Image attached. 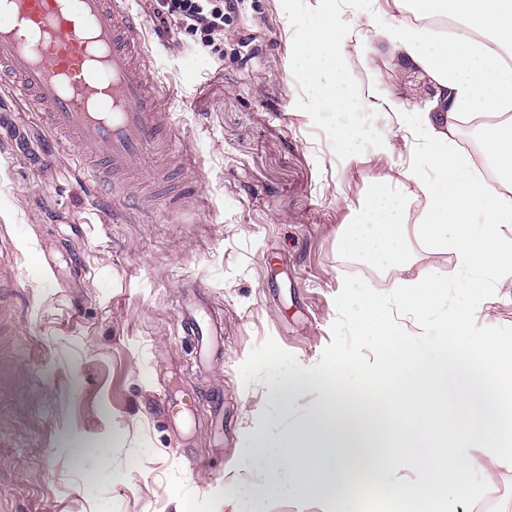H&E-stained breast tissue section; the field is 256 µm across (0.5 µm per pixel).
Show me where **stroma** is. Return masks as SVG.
<instances>
[{"mask_svg": "<svg viewBox=\"0 0 512 512\" xmlns=\"http://www.w3.org/2000/svg\"><path fill=\"white\" fill-rule=\"evenodd\" d=\"M134 0L137 63L170 96L177 157L142 158L118 200L94 199L73 147L58 149L38 117L0 86V280L14 322L0 339V512H329L313 495L266 491L257 440H278L316 406L320 389L279 399V375L242 382L249 353L274 340L317 364L337 319L345 275L341 225L387 181L432 178L433 142L417 110L428 78L394 70L374 27L385 0H336L355 37L350 84L400 110L336 111L318 101L292 55L317 0H238L224 41L206 48ZM357 134L350 149L337 126ZM459 268L453 253L414 247L417 280ZM224 315L221 358L197 367L178 322L185 283ZM224 393V418L204 402ZM194 397L170 426L165 400ZM78 448L110 451V477L86 483ZM491 474L450 512H512V467L478 449ZM415 463L361 479V512H395L419 482Z\"/></svg>", "mask_w": 512, "mask_h": 512, "instance_id": "obj_1", "label": "stroma"}]
</instances>
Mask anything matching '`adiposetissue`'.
<instances>
[{
	"mask_svg": "<svg viewBox=\"0 0 512 512\" xmlns=\"http://www.w3.org/2000/svg\"><path fill=\"white\" fill-rule=\"evenodd\" d=\"M407 21L380 28L393 64L427 75L433 97L420 112V131L438 143L427 160L435 178L419 182L425 203L409 205L405 184L377 187L353 223L342 225L343 250L393 276L411 307L424 310L440 295L437 277L404 279L412 242L453 252L460 265L496 269L498 285L512 288V122L486 125L483 153L494 171L484 179L470 157L455 147L454 135L467 114L496 115L512 107V0H392ZM454 17L452 35L432 22ZM349 32L336 18L335 0H319L318 21L294 46L309 78L336 71V81L318 86L322 101L337 110L372 109L341 75ZM473 313L451 315L440 327L433 353L413 342L393 339L388 317L363 310L357 333L376 337L383 353L381 372L392 386L380 402L349 390L343 374L324 385L321 402L301 425L276 444H260L259 457L278 491L298 488L323 497L333 512H358L354 487L360 477L379 476L418 460L423 477L399 497V512H445L449 496L467 497L471 477L486 475L475 447L490 449L500 465L512 466V413L492 405L476 375L464 373L448 338L471 336ZM466 408L457 418L455 406Z\"/></svg>",
	"mask_w": 512,
	"mask_h": 512,
	"instance_id": "obj_1",
	"label": "adipose tissue"
}]
</instances>
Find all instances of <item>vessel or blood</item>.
I'll return each instance as SVG.
<instances>
[{
  "instance_id": "obj_1",
  "label": "vessel or blood",
  "mask_w": 512,
  "mask_h": 512,
  "mask_svg": "<svg viewBox=\"0 0 512 512\" xmlns=\"http://www.w3.org/2000/svg\"><path fill=\"white\" fill-rule=\"evenodd\" d=\"M138 25L130 0H0V72L49 133L75 143L94 195L104 187L117 195L110 174L159 142L176 145L174 129L155 112L162 90L132 63ZM179 316L197 350L224 333L199 284L183 290Z\"/></svg>"
}]
</instances>
